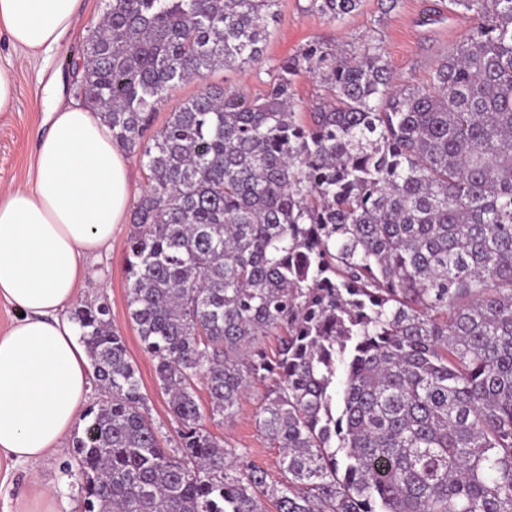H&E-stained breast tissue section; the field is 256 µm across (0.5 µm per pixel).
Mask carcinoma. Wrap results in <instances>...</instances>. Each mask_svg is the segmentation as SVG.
<instances>
[{"mask_svg": "<svg viewBox=\"0 0 512 512\" xmlns=\"http://www.w3.org/2000/svg\"><path fill=\"white\" fill-rule=\"evenodd\" d=\"M451 2L472 27L424 83L315 39L262 100L209 85L155 129L179 84L262 61L280 0H108L78 96L147 171L127 309L180 446L108 304L75 305L111 393L76 442L81 512H512V0ZM258 383L281 481L205 425ZM295 98L300 105L301 112H309L318 95L322 93L318 79L303 71L295 78Z\"/></svg>", "mask_w": 512, "mask_h": 512, "instance_id": "cac0c4a2", "label": "carcinoma"}]
</instances>
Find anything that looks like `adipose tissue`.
Listing matches in <instances>:
<instances>
[{"label":"adipose tissue","mask_w":512,"mask_h":512,"mask_svg":"<svg viewBox=\"0 0 512 512\" xmlns=\"http://www.w3.org/2000/svg\"><path fill=\"white\" fill-rule=\"evenodd\" d=\"M81 0H0V32L47 50ZM46 131L30 188H0V303L17 316L0 336V454L36 465L76 424L89 391L86 351L64 309L128 210L130 173L94 110L42 91Z\"/></svg>","instance_id":"obj_1"}]
</instances>
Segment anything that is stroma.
<instances>
[{"label": "stroma", "instance_id": "1", "mask_svg": "<svg viewBox=\"0 0 512 512\" xmlns=\"http://www.w3.org/2000/svg\"><path fill=\"white\" fill-rule=\"evenodd\" d=\"M106 4L107 0H82L74 28L49 53L12 46L5 35H0V68L11 74L15 87L12 109L0 112V186L24 187L31 183L38 134L43 129L40 96L45 84L60 79L65 102L78 103L77 86L84 68L82 44ZM308 4L309 0H280L263 61L244 70L215 71L206 82L240 91L251 100L261 97L274 78L278 62L319 39L347 55L361 41L380 42L398 82L420 83L471 26L467 14L455 9L449 0H398L388 13L381 0H362L357 11L336 23L310 12ZM203 83L191 81L173 89L156 112L155 126H162L184 99L201 90ZM131 231V223L119 225L110 247L89 257L92 276L78 288L75 300L108 303L112 325L124 336L128 355L138 369L149 415L164 434L166 448L171 449L177 436L171 428L168 399L157 381L154 361L142 351L128 317L124 264ZM264 392V386L255 385L234 415L213 427L212 432L235 448L245 462L263 468L276 480L280 477V451L272 447L255 423ZM84 429V424H77L60 448L36 466L0 458V512H20L24 498L35 485L54 493L57 512H79L80 495L73 473L77 469L76 440Z\"/></svg>", "mask_w": 512, "mask_h": 512}]
</instances>
